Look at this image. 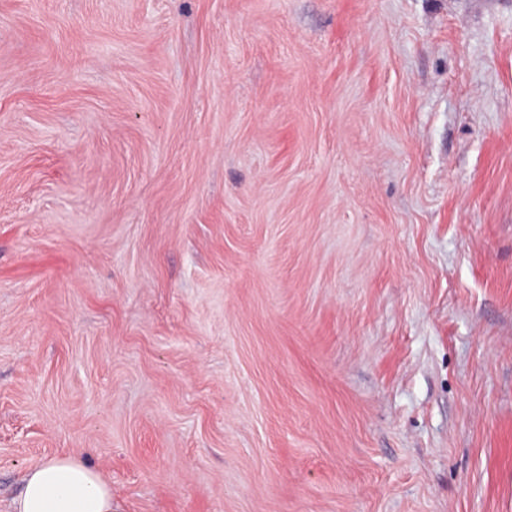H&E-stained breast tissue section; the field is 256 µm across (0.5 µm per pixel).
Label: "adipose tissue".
<instances>
[{"instance_id":"1","label":"adipose tissue","mask_w":512,"mask_h":512,"mask_svg":"<svg viewBox=\"0 0 512 512\" xmlns=\"http://www.w3.org/2000/svg\"><path fill=\"white\" fill-rule=\"evenodd\" d=\"M14 512H112V488L103 474L65 456L44 460L26 474Z\"/></svg>"}]
</instances>
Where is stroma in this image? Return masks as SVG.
<instances>
[{
  "label": "stroma",
  "instance_id": "stroma-1",
  "mask_svg": "<svg viewBox=\"0 0 512 512\" xmlns=\"http://www.w3.org/2000/svg\"><path fill=\"white\" fill-rule=\"evenodd\" d=\"M512 512V0H0V512ZM13 512H112V488L103 474L71 456L33 466Z\"/></svg>",
  "mask_w": 512,
  "mask_h": 512
}]
</instances>
